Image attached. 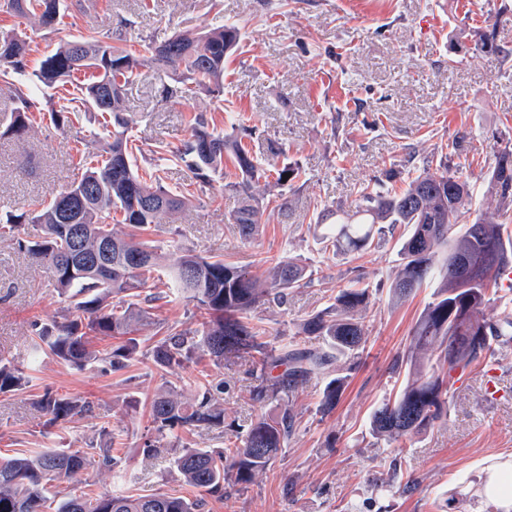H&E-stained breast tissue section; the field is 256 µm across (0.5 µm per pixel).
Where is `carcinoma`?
Instances as JSON below:
<instances>
[{
    "instance_id": "carcinoma-1",
    "label": "carcinoma",
    "mask_w": 512,
    "mask_h": 512,
    "mask_svg": "<svg viewBox=\"0 0 512 512\" xmlns=\"http://www.w3.org/2000/svg\"><path fill=\"white\" fill-rule=\"evenodd\" d=\"M62 0H3L6 13L37 18L52 29L59 23ZM238 28L232 23L219 25L204 34L179 32L154 36L138 49L115 46L91 31L79 41L60 45L45 56L38 67L27 71L29 42L12 30L0 29V41L9 39L12 47L0 44V80L10 85L12 100L20 106L12 110L6 134L19 135L33 125L29 112L32 89H54L68 83L74 74L92 71L87 82L76 87L72 96L54 103L51 116L56 126L72 123L79 109L94 108L109 116L115 131L112 142L102 149L101 160L86 168L81 179L68 185L29 214H9L0 224V238H14L19 250L48 270L55 291L67 298L69 307L63 321L44 323L37 329L36 351L78 367L106 364L114 372L126 369L141 353V326H153L160 335L149 355L156 367L167 370L208 360L218 367L249 361L252 372L260 376L249 390L250 400L262 404L280 401L272 418L257 417L238 426L236 444L222 450L184 446L175 452L174 469L204 497L190 500L181 496L156 493L128 495L118 491L94 498L71 493L61 494L58 484L71 481L90 468L117 467L112 444H89L70 450L49 448L34 455L0 461V512H43L49 500L56 501L55 512H201L205 496L223 498L236 487L251 484L288 443L295 432L292 398L314 377H325L319 411L328 414L336 407L346 377L330 376L338 360L353 369L359 359L364 329L361 317L371 303L369 288L360 281L341 288L328 307L312 312L301 330L319 337L323 347L296 348L273 346L263 332L247 322V314L274 302H288V290L312 281V273L292 260L283 261L258 273L253 265H238L198 254L184 255L172 271L174 287L204 315L201 327L180 329L155 319L153 302L162 296L152 292L156 283L151 273L160 267L161 248L150 236L168 216L185 210L190 200L169 191L159 178L145 179L132 169L128 141L122 129L129 120L124 116L123 90L150 63L171 80L164 85L168 98L184 97L190 85L221 91L224 59L237 47ZM477 52L501 53L495 30L482 33L474 44ZM192 137L170 150L159 144L154 153L167 160L182 162L197 180L205 183L223 172L228 158L236 170V181L225 187L240 196V205L231 216L244 237L255 234L267 210L254 193L256 185L283 188L293 186L300 177L298 166L286 163L273 170L261 162V152L247 147L242 137L253 138V131L236 133L208 129L201 118ZM416 154L394 160L383 172L387 180L399 178ZM488 192L495 202L494 211L475 214L471 223L459 219L470 212L473 191L448 169L447 157H426L420 173L405 188L391 194L360 190L353 210L325 208L317 223L327 225L325 240L340 252L366 251L375 240H383L395 226L409 227L399 250L392 296L409 297L426 282L438 281L412 331V342L405 362L407 378L400 391L374 410L370 429L378 440L391 445L406 441L433 427L447 414L452 395L448 388L451 373L476 366L486 358L512 348V309L504 307L495 320L483 316L490 301V288L512 266V149L506 147L495 156L487 175ZM81 192L76 226L81 230L80 249L93 253L102 239L110 244L111 259L136 251L144 261L134 269L112 264L108 275L89 268L70 267L61 257L74 250L73 240L63 231L66 223L62 204L68 195ZM123 215L126 231L112 228L114 213ZM38 224L41 235L24 240L15 238L18 224ZM471 268L461 269V262ZM115 343L98 348L101 340ZM433 353L422 359L420 353ZM284 367L274 377L268 372ZM29 380L9 357L0 355V393L26 386ZM224 380L211 381L192 402H184L168 391L151 403V423L157 436L178 437V432L196 427L224 425ZM34 404L55 425L91 410L90 402L75 396H63L49 390L37 396Z\"/></svg>"
}]
</instances>
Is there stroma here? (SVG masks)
Instances as JSON below:
<instances>
[{"instance_id": "35a3bbf8", "label": "stroma", "mask_w": 512, "mask_h": 512, "mask_svg": "<svg viewBox=\"0 0 512 512\" xmlns=\"http://www.w3.org/2000/svg\"><path fill=\"white\" fill-rule=\"evenodd\" d=\"M54 30L37 20H17L0 12V27L28 37L29 68L60 44L97 29L103 40L138 45L165 31L202 33L220 23L235 24L240 40L224 61L221 92L196 90L166 98L150 66H143L125 93L132 119L128 133L137 145L131 162L138 173L165 167V185L184 193L191 205L178 219H164L154 234L163 241L164 267L182 250L217 256L240 265L267 268L294 259L311 265L314 280L294 289L288 304L259 306L252 314L276 345L316 348L320 341L299 331L315 310L331 304L337 291L363 277L371 292L365 314L364 349L348 371L344 391L331 414L319 412L323 379L312 378L294 401L296 432L275 461L248 488L224 499H207L204 512H445L448 499L461 512H497L501 503L486 496L485 483L512 470V356L489 358L482 366L453 373L454 394L445 420L402 446L371 435L373 410L405 378L398 366L411 341L412 327L433 290L421 288L405 302L390 296L398 261L396 228L371 250L336 253L326 248L324 227L316 223L326 207L355 206L361 186L374 184L389 162L415 151L418 158L445 154L460 179L474 187L473 204L487 206V172L494 155L512 138V57L473 51V38L488 24L496 41L512 50V0H67ZM55 90L32 100L36 121L20 139L0 137V216L33 211L74 180L83 169L77 151L94 140L104 143L99 112L80 113L60 128L48 118ZM221 129L247 125L264 143L285 148L269 163H298L302 174L286 194L271 192L277 207L256 235L244 238L230 216L239 204L224 175L205 184L185 165L162 164L154 148H176L193 134L194 117ZM34 225L18 239H32ZM18 239H0V354L26 357L35 326L61 320L66 301L54 291L44 269L19 250ZM240 363L217 368L207 362L162 371L150 356L112 372L81 369L43 359L30 387L0 394V457L47 448L85 447L101 427L114 430L115 469H90L76 487L91 494L122 488L126 493H167L198 497L171 468L173 453L161 439V453L143 452L151 429L155 394L173 390L193 398L211 379H223L224 424L181 435L192 448H224L235 441L231 427L261 414L274 415L275 403L253 405L256 379ZM500 373L501 392L484 389L487 370ZM77 395L91 413L53 429L33 404L44 390ZM398 478L392 494L375 484L390 473ZM415 489H406L408 478Z\"/></svg>"}]
</instances>
